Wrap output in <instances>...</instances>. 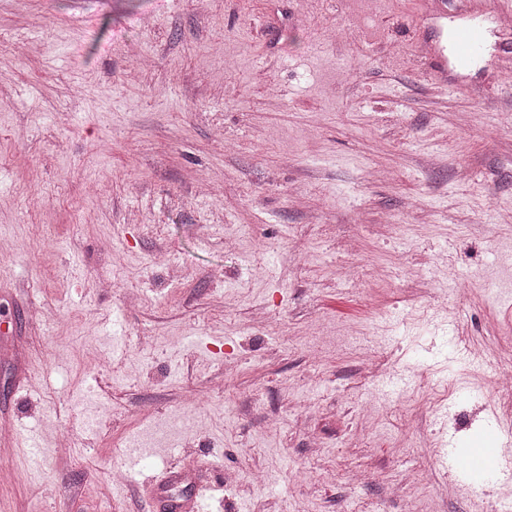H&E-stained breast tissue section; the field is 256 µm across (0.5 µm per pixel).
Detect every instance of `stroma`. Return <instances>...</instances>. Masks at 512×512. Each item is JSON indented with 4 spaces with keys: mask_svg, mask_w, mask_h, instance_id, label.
<instances>
[{
    "mask_svg": "<svg viewBox=\"0 0 512 512\" xmlns=\"http://www.w3.org/2000/svg\"><path fill=\"white\" fill-rule=\"evenodd\" d=\"M196 2L0 0V512H499L440 450L512 322V34L442 82L424 0Z\"/></svg>",
    "mask_w": 512,
    "mask_h": 512,
    "instance_id": "stroma-1",
    "label": "stroma"
}]
</instances>
